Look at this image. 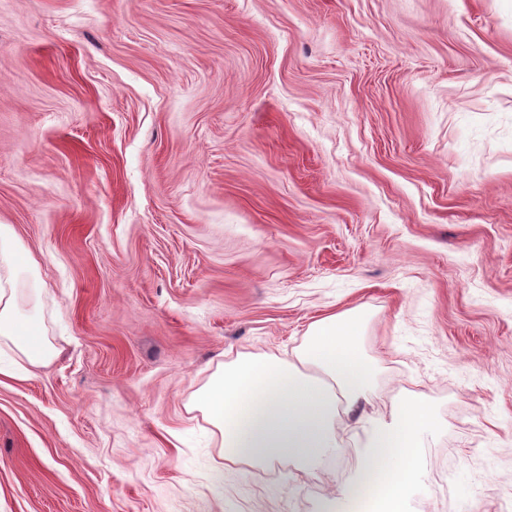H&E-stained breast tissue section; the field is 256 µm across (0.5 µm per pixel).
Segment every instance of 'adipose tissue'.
Wrapping results in <instances>:
<instances>
[{
  "label": "adipose tissue",
  "instance_id": "1",
  "mask_svg": "<svg viewBox=\"0 0 512 512\" xmlns=\"http://www.w3.org/2000/svg\"><path fill=\"white\" fill-rule=\"evenodd\" d=\"M41 284L28 256L13 246L11 229L0 225V340L35 365L50 356L38 316ZM366 317L359 311L331 314L312 322L295 359L266 354L238 357L222 366L194 397L221 437L228 467L290 464L296 473H332L340 421L368 426L363 478L336 490L347 512H409L420 476L421 437L436 421L424 399L401 401L390 416L373 419L362 406L375 368L361 336Z\"/></svg>",
  "mask_w": 512,
  "mask_h": 512
}]
</instances>
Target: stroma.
Wrapping results in <instances>:
<instances>
[{
	"label": "stroma",
	"mask_w": 512,
	"mask_h": 512,
	"mask_svg": "<svg viewBox=\"0 0 512 512\" xmlns=\"http://www.w3.org/2000/svg\"><path fill=\"white\" fill-rule=\"evenodd\" d=\"M54 354L0 382V512H334L190 410L358 309L413 512H512V0H0V225Z\"/></svg>",
	"instance_id": "stroma-1"
}]
</instances>
